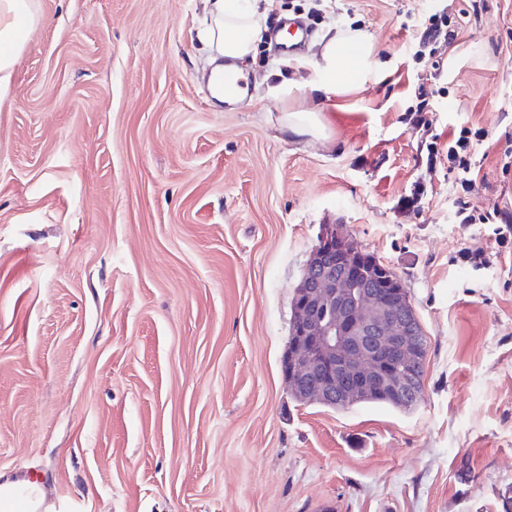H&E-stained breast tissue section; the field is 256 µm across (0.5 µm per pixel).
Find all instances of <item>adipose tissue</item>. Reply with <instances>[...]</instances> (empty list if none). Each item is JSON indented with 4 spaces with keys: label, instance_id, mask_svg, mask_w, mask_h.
Wrapping results in <instances>:
<instances>
[{
    "label": "adipose tissue",
    "instance_id": "ef3b65f1",
    "mask_svg": "<svg viewBox=\"0 0 512 512\" xmlns=\"http://www.w3.org/2000/svg\"><path fill=\"white\" fill-rule=\"evenodd\" d=\"M209 24L203 32L208 47L218 56L233 62L251 56L254 46L261 41L263 16L257 0L248 8H240L237 0H205ZM40 17L35 0H0V96L6 95L17 56L22 49L26 33L36 26ZM320 50L311 64L318 74L317 80L289 79L288 93L293 97L296 110L284 113L282 128L301 136L312 130L306 106L309 93L333 95L351 89L350 76L359 69H371L374 64L375 42L367 31H326L319 42Z\"/></svg>",
    "mask_w": 512,
    "mask_h": 512
}]
</instances>
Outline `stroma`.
I'll return each instance as SVG.
<instances>
[{"label":"stroma","instance_id":"stroma-1","mask_svg":"<svg viewBox=\"0 0 512 512\" xmlns=\"http://www.w3.org/2000/svg\"><path fill=\"white\" fill-rule=\"evenodd\" d=\"M35 2L0 100V483L80 512H512V250L456 216L512 217V0H274L310 39L260 41L224 106L202 0ZM434 13L454 41L422 43ZM332 27L370 32L376 64L313 103L323 134L283 133L268 76L311 75ZM336 224L421 322L411 410L300 402L282 372ZM468 131L462 130L454 135L451 142L448 143V158L452 159L457 169L467 172L471 169V151L470 139L468 138ZM454 167V168H455Z\"/></svg>","mask_w":512,"mask_h":512}]
</instances>
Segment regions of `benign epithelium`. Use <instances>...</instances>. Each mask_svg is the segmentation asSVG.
Listing matches in <instances>:
<instances>
[{
    "mask_svg": "<svg viewBox=\"0 0 512 512\" xmlns=\"http://www.w3.org/2000/svg\"><path fill=\"white\" fill-rule=\"evenodd\" d=\"M374 265L335 228L314 247L291 301L286 375L301 400L418 401L423 329L400 280Z\"/></svg>",
    "mask_w": 512,
    "mask_h": 512,
    "instance_id": "1",
    "label": "benign epithelium"
}]
</instances>
